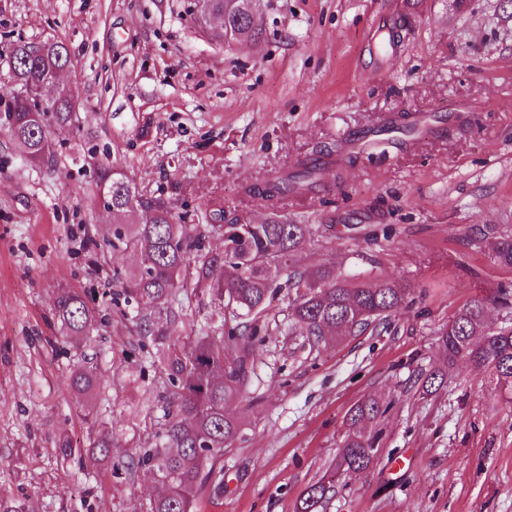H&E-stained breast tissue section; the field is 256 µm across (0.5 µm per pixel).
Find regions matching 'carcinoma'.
<instances>
[{
  "label": "carcinoma",
  "mask_w": 512,
  "mask_h": 512,
  "mask_svg": "<svg viewBox=\"0 0 512 512\" xmlns=\"http://www.w3.org/2000/svg\"><path fill=\"white\" fill-rule=\"evenodd\" d=\"M219 27L239 36L257 40L259 30L250 24L249 0H238L228 8L225 0H213ZM31 43L19 40L8 54L16 68L8 74L19 94L12 96L6 116L9 137L19 144L28 162L40 164L53 155L48 119L63 125L70 119L73 98L66 93L51 101L32 98L27 90L42 77L67 65L69 52L62 42H53L40 54H30ZM336 167L301 162L297 169L276 173L258 195L272 203L265 221L257 224H225L224 207L205 212V224L181 223L171 200L143 197L123 169L117 165L101 168L98 198L112 213L111 235L103 239L114 250L137 255V267L128 277L117 278L120 290L112 301L135 306V332L147 339L155 358L168 372V383L178 395L177 403L163 407L164 423L154 434L152 447L140 449L137 465L157 472L169 487L151 498L146 512H198L204 488L224 481L221 459L224 447L239 431L237 422L226 417L224 408L237 400L251 371L250 350L254 339L268 327L271 304L279 291L295 293V329L315 341L325 336L343 338L389 323L397 310L408 305L409 289L389 277L358 278L350 281L331 264L314 269L300 266L298 253L312 235V225L288 220L278 213L277 204L288 196L314 192ZM141 219L131 220L136 212ZM216 233L224 240V251L214 253L205 245L206 236ZM494 260L512 268V234L494 228L485 234ZM221 267L224 276L213 277ZM218 303L221 325L209 336H200L188 346L170 328L172 304L180 283L186 278ZM494 303L512 308V293L506 289L491 299L475 298L466 303L442 331L440 345L446 364L465 360L491 373L495 385L512 391V322L493 326L485 311ZM52 315L61 335L78 339L97 328V315L86 298L72 288L57 290ZM96 369L83 365L70 378L73 390L93 394ZM423 392L444 383V373L435 367L420 375ZM388 410L376 399L352 409L353 423H375ZM378 433L362 427L349 432L336 457V464L311 484L296 505V512H319L335 493L336 481L361 474L377 455Z\"/></svg>",
  "instance_id": "carcinoma-1"
}]
</instances>
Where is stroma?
I'll return each mask as SVG.
<instances>
[{"label": "stroma", "mask_w": 512, "mask_h": 512, "mask_svg": "<svg viewBox=\"0 0 512 512\" xmlns=\"http://www.w3.org/2000/svg\"><path fill=\"white\" fill-rule=\"evenodd\" d=\"M191 0H0V52L17 39L69 49L63 81L76 100L54 127L55 161L27 162L0 123V500L26 512H140L155 490L134 471L149 447L167 373L112 302L127 252L95 248L112 216L96 170L121 164L145 195L173 198L184 223L208 205L224 220L268 214L256 186L344 136L399 116L431 129L411 146L343 165L281 215L312 224L303 267L335 262L346 276H386L413 307L387 330L343 342L294 332V293L281 290L272 336L251 349L242 396L227 409L239 433L225 448L224 487L202 512H295L336 459L350 410L387 403L371 468L338 482L322 512H512V394L467 362L417 394L443 364L440 334L477 297L512 289V269L475 241L512 229V0H263L261 37L225 46L196 25ZM401 23L398 58L370 48L375 21ZM86 295L102 317L66 343L53 324L58 288ZM173 327L185 343L217 311L193 280ZM98 368L95 399L69 388ZM112 428L108 457L88 448ZM77 452L59 455L60 439Z\"/></svg>", "instance_id": "1"}]
</instances>
